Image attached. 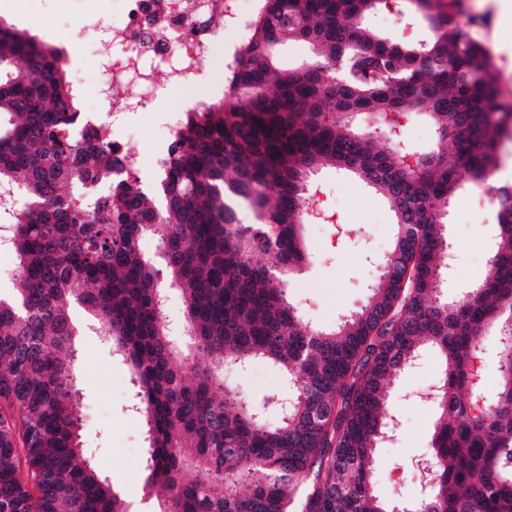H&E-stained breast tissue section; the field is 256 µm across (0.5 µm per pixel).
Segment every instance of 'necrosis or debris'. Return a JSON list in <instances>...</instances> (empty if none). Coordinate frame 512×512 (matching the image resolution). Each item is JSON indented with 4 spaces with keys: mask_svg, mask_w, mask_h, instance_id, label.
<instances>
[{
    "mask_svg": "<svg viewBox=\"0 0 512 512\" xmlns=\"http://www.w3.org/2000/svg\"><path fill=\"white\" fill-rule=\"evenodd\" d=\"M237 0H123L122 22L95 23L73 31L58 29V37L89 46L100 74L96 94L101 101H121L120 112L89 113L100 124L124 159L127 170L143 169L135 147L136 133L126 125L129 112L151 110L160 96L153 65L168 67L174 86L190 88L212 57L236 16Z\"/></svg>",
    "mask_w": 512,
    "mask_h": 512,
    "instance_id": "obj_1",
    "label": "necrosis or debris"
}]
</instances>
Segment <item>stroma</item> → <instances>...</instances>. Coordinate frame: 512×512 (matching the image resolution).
Segmentation results:
<instances>
[{
  "label": "stroma",
  "instance_id": "1",
  "mask_svg": "<svg viewBox=\"0 0 512 512\" xmlns=\"http://www.w3.org/2000/svg\"><path fill=\"white\" fill-rule=\"evenodd\" d=\"M119 10L120 0H0V23L28 30L52 43L56 24L74 28L92 16L108 25L118 20ZM369 25L382 36L407 41L422 40L431 33L427 21L409 14L400 18L386 10L374 12ZM180 100L179 91H164L155 110L132 117L130 124L137 131L141 152L151 154L161 145L166 135L163 115L179 111ZM313 186L320 192L321 209L334 219L307 224L314 258L291 281L289 296L307 318L326 326L366 298L379 274L377 261L391 246L393 219L382 196L347 173L320 170ZM447 220L455 247V272L437 287L442 295L453 298L483 276L495 214L488 199L463 191L449 204ZM339 222L354 228L357 246L337 240L335 225ZM74 349L70 381L81 398V433L94 465L128 502L138 504L141 512H153L143 498L146 428L142 418L128 409L131 375L111 346L90 328H83ZM439 377V358L427 348L419 368L391 386L401 426L396 441L378 448L372 476L375 495L388 506L409 505L419 493L409 464L429 446L435 408L426 395ZM224 380L242 394L256 398L272 393L278 385L276 371L265 363L254 364L244 372L225 369Z\"/></svg>",
  "mask_w": 512,
  "mask_h": 512
}]
</instances>
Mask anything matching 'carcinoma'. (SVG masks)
Wrapping results in <instances>:
<instances>
[{
  "instance_id": "1",
  "label": "carcinoma",
  "mask_w": 512,
  "mask_h": 512,
  "mask_svg": "<svg viewBox=\"0 0 512 512\" xmlns=\"http://www.w3.org/2000/svg\"><path fill=\"white\" fill-rule=\"evenodd\" d=\"M398 6L261 0L224 100L186 112L150 193L82 123L65 50L0 25V224L18 260L0 294V512H130L81 441L77 306L131 373L155 512H391L371 483L397 419L388 385L427 347L441 359L425 452L434 483L408 512H512V188L493 181L512 92L462 0H406L432 29L416 43L365 25ZM289 41L311 61L281 66L274 50ZM419 111L440 148L418 154L410 177L354 118ZM327 166L379 192L394 233L361 307L324 327L288 288L311 258L302 226ZM465 181L489 197L496 233L483 277L448 302L437 292L450 273L446 216ZM230 193L256 223L238 222ZM147 234L161 269L140 251ZM168 288L187 352L168 338ZM491 328L488 389L473 371ZM260 361L277 391L254 400L224 384V366ZM191 468L204 477L187 479Z\"/></svg>"
}]
</instances>
